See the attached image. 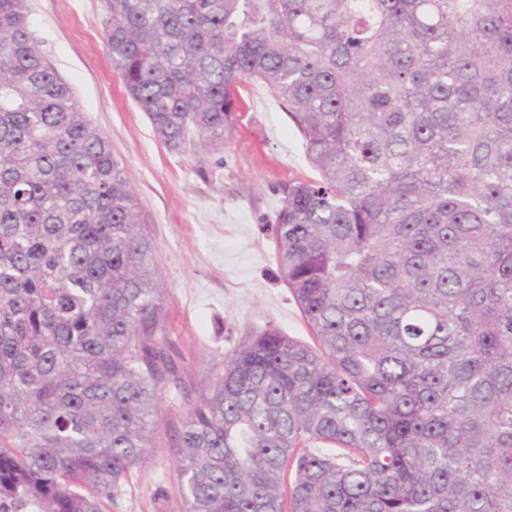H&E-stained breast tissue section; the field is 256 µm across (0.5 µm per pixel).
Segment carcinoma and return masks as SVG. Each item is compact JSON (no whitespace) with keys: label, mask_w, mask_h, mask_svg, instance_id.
<instances>
[{"label":"carcinoma","mask_w":512,"mask_h":512,"mask_svg":"<svg viewBox=\"0 0 512 512\" xmlns=\"http://www.w3.org/2000/svg\"><path fill=\"white\" fill-rule=\"evenodd\" d=\"M172 152L243 82L318 179L272 225L314 337L268 326L187 401L184 512H512V0H105ZM105 136L0 0V512H102L181 388L157 246Z\"/></svg>","instance_id":"carcinoma-1"}]
</instances>
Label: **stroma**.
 I'll return each mask as SVG.
<instances>
[{"label": "stroma", "mask_w": 512, "mask_h": 512, "mask_svg": "<svg viewBox=\"0 0 512 512\" xmlns=\"http://www.w3.org/2000/svg\"><path fill=\"white\" fill-rule=\"evenodd\" d=\"M34 36L109 140L140 201V221L158 246L169 352L193 394L253 332L267 324L312 343L278 271L271 226L283 183L316 179L302 140L258 83L223 147L167 150L126 93L105 43V0H28ZM186 410L165 387L152 455L130 471L105 512H184L171 438Z\"/></svg>", "instance_id": "obj_1"}]
</instances>
